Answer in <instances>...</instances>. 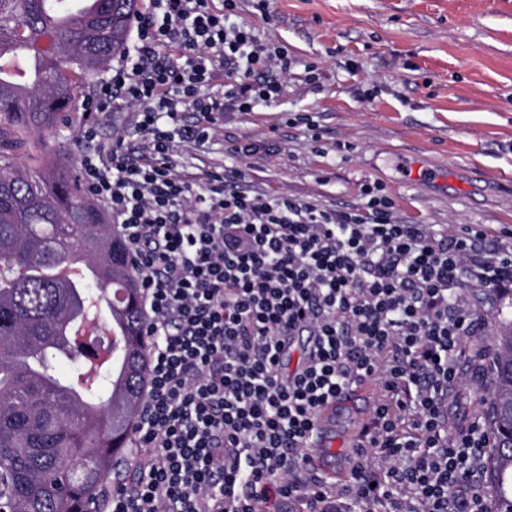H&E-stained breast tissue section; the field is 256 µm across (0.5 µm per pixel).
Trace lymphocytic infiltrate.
Wrapping results in <instances>:
<instances>
[{"instance_id": "1", "label": "lymphocytic infiltrate", "mask_w": 512, "mask_h": 512, "mask_svg": "<svg viewBox=\"0 0 512 512\" xmlns=\"http://www.w3.org/2000/svg\"><path fill=\"white\" fill-rule=\"evenodd\" d=\"M141 2L81 126L99 141L97 116L135 111L136 141L99 142L80 176L135 260L151 337L138 478L106 492L105 512H488L490 432L449 427L448 389L481 327L465 289L512 293V230L486 254L481 225L398 221L369 184L344 209L176 170L180 145L204 146L225 113L276 102L288 48L236 22L239 0ZM360 381L377 396L349 477L316 479L302 453L315 417Z\"/></svg>"}]
</instances>
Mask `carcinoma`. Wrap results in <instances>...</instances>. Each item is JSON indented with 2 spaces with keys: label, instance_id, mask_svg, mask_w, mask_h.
I'll list each match as a JSON object with an SVG mask.
<instances>
[{
  "label": "carcinoma",
  "instance_id": "carcinoma-1",
  "mask_svg": "<svg viewBox=\"0 0 512 512\" xmlns=\"http://www.w3.org/2000/svg\"><path fill=\"white\" fill-rule=\"evenodd\" d=\"M46 0H0V59L13 42L37 54L41 72L21 87L0 70V272L28 270L0 290V501L8 512H100L102 487L118 453L114 437L130 438L147 379L146 349L132 350L115 380L110 364L83 379L98 355L72 334L80 306L102 286L73 283L57 269L87 257L105 281L126 276L123 242L108 218L81 193L59 151H43L34 170L18 166L14 150L74 113L89 79L125 49L138 0H96L97 8L60 25ZM481 399L492 431L483 472L492 512H512V439L501 427L512 415V327L498 337L486 365Z\"/></svg>",
  "mask_w": 512,
  "mask_h": 512
}]
</instances>
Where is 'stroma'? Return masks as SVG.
I'll use <instances>...</instances> for the list:
<instances>
[{
  "instance_id": "stroma-1",
  "label": "stroma",
  "mask_w": 512,
  "mask_h": 512,
  "mask_svg": "<svg viewBox=\"0 0 512 512\" xmlns=\"http://www.w3.org/2000/svg\"><path fill=\"white\" fill-rule=\"evenodd\" d=\"M241 22L267 44H287L292 61L277 102L225 114L204 146L186 145L176 169L237 168L258 191L309 196L327 205H361L365 182H379L395 216L415 224L512 229V0H268L259 13L240 0ZM316 64L309 82L305 68ZM285 113L311 115L319 127L278 125ZM245 140L265 151L237 156ZM414 156L447 176L448 187L408 182L399 160ZM485 323L460 362L450 391L459 418L462 393H482V355L512 324V295L467 294Z\"/></svg>"
}]
</instances>
